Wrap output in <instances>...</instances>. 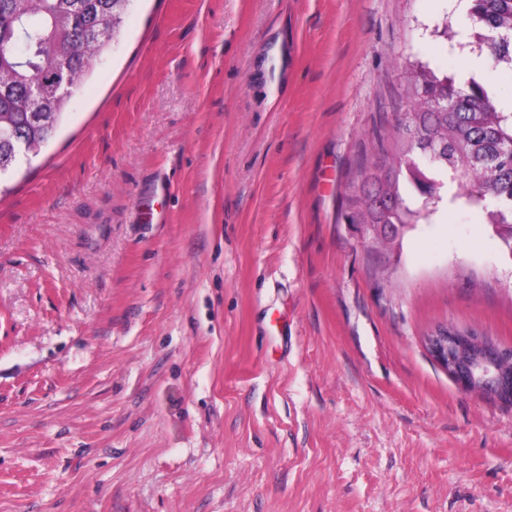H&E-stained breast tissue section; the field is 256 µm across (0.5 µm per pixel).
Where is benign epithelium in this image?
Here are the masks:
<instances>
[{
	"label": "benign epithelium",
	"mask_w": 512,
	"mask_h": 512,
	"mask_svg": "<svg viewBox=\"0 0 512 512\" xmlns=\"http://www.w3.org/2000/svg\"><path fill=\"white\" fill-rule=\"evenodd\" d=\"M433 359L464 390L512 397V349L497 347L477 335L442 328L427 336Z\"/></svg>",
	"instance_id": "obj_1"
}]
</instances>
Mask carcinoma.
Here are the masks:
<instances>
[{
    "mask_svg": "<svg viewBox=\"0 0 512 512\" xmlns=\"http://www.w3.org/2000/svg\"><path fill=\"white\" fill-rule=\"evenodd\" d=\"M131 0H0V176L55 136L74 93L108 47ZM473 43L512 70V0H471ZM405 119L377 138L378 161L352 182L345 223L403 238L451 200L480 213L512 259V112L473 76L408 61Z\"/></svg>",
    "mask_w": 512,
    "mask_h": 512,
    "instance_id": "carcinoma-1",
    "label": "carcinoma"
}]
</instances>
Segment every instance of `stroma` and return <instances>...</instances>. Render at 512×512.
<instances>
[{"instance_id":"1","label":"stroma","mask_w":512,"mask_h":512,"mask_svg":"<svg viewBox=\"0 0 512 512\" xmlns=\"http://www.w3.org/2000/svg\"><path fill=\"white\" fill-rule=\"evenodd\" d=\"M472 50L457 0H132L0 182V512H512V404L425 345L512 348V260L342 218L408 61Z\"/></svg>"}]
</instances>
